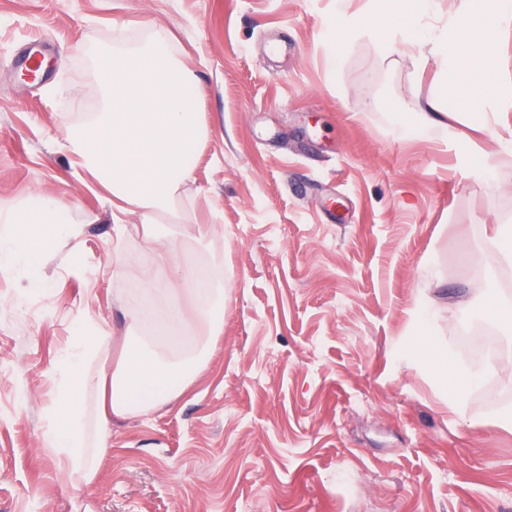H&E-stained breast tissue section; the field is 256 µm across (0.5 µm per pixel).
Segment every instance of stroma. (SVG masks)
<instances>
[{"instance_id": "35a3bbf8", "label": "stroma", "mask_w": 512, "mask_h": 512, "mask_svg": "<svg viewBox=\"0 0 512 512\" xmlns=\"http://www.w3.org/2000/svg\"><path fill=\"white\" fill-rule=\"evenodd\" d=\"M367 0H0V206L71 203L70 234L0 288V512H512V365L477 391L411 350L424 297L455 360L467 257L512 225V151L433 64L386 54L387 32L330 33ZM171 29L196 73L210 139L181 190L180 221L211 225L224 258V335L197 382L148 414L100 423L85 395L97 480L65 482L43 438L57 364L79 326L122 335L135 280L112 254L108 193L64 145L103 108V49ZM50 42L38 80L11 58ZM402 100L452 107L473 126L492 182L469 175L443 133L400 137Z\"/></svg>"}]
</instances>
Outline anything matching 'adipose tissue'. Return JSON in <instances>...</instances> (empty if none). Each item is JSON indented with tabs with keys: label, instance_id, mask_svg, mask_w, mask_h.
Masks as SVG:
<instances>
[{
	"label": "adipose tissue",
	"instance_id": "ef3b65f1",
	"mask_svg": "<svg viewBox=\"0 0 512 512\" xmlns=\"http://www.w3.org/2000/svg\"><path fill=\"white\" fill-rule=\"evenodd\" d=\"M419 12L400 20L401 0H370L358 14H337L342 30L399 28V43L417 62L435 59L475 107L490 99L488 82L496 71L494 47L499 31L512 27V0H461L459 16L441 28L422 27L419 17L434 0H419ZM170 33L152 28L138 48L105 54L112 66L105 76L109 110L71 145L88 172L112 195V211L132 215L143 230L150 265L114 254V273L136 277L140 290L125 299L128 319L119 347L107 336L79 332L73 348L59 359L60 382L45 438L67 462L73 488L91 485L103 449L84 444V393L97 397L101 422L119 421L167 405L195 383L224 334V263L215 261L212 280L201 286L187 268L186 242L205 244L209 233L172 235L161 218L176 215L179 191L194 170L210 132L195 74L176 60ZM68 202L46 198L27 212L34 226L0 238V270L31 266L43 246L36 223L50 226L49 238L67 233ZM512 267V226L496 225L485 250L471 260L469 291L457 312L472 311L483 298L492 266ZM112 354L111 371L91 373L98 354Z\"/></svg>",
	"mask_w": 512,
	"mask_h": 512
}]
</instances>
